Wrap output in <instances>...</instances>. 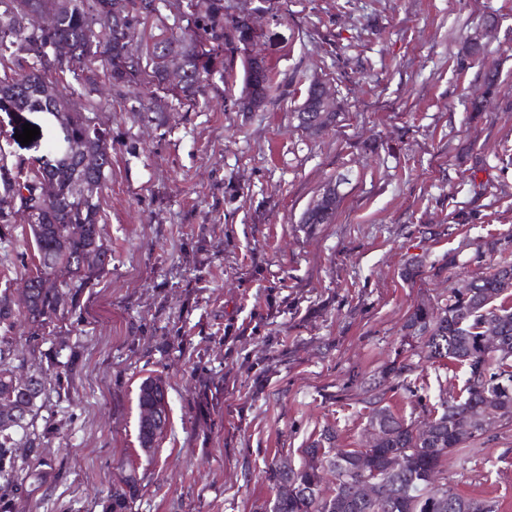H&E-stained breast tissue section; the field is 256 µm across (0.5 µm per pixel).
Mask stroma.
<instances>
[{"instance_id":"stroma-1","label":"stroma","mask_w":512,"mask_h":512,"mask_svg":"<svg viewBox=\"0 0 512 512\" xmlns=\"http://www.w3.org/2000/svg\"><path fill=\"white\" fill-rule=\"evenodd\" d=\"M224 13L253 15L279 73L259 111H239L238 81L215 82L201 109L146 113L145 89L99 80L112 261L39 343L24 320L0 325L22 371L51 364L68 382L46 387L10 512H110L131 473L132 512H263L268 468L300 462L324 426L364 446V383L408 349L409 310L512 260V0H224ZM490 25L483 54L464 57ZM315 81L337 111L317 136L295 115ZM27 123L40 133L24 145ZM50 136L43 114L0 112L8 161L38 165ZM330 186L334 221L302 224ZM28 236L22 221L0 236V291L27 277ZM415 374L434 401L466 379L425 361ZM150 376L170 422L148 454L137 395ZM447 475L512 512V419L455 449Z\"/></svg>"}]
</instances>
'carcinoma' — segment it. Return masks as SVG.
I'll return each mask as SVG.
<instances>
[{
    "label": "carcinoma",
    "mask_w": 512,
    "mask_h": 512,
    "mask_svg": "<svg viewBox=\"0 0 512 512\" xmlns=\"http://www.w3.org/2000/svg\"><path fill=\"white\" fill-rule=\"evenodd\" d=\"M47 6L52 0H0V99L7 98L18 112H43L53 117L69 114L65 127L54 125L55 161L40 172L55 186V196L37 207L27 221L34 246V277L61 282L70 301L78 304V293L106 272L112 249L102 238L103 189L112 173V130L98 123L89 125L80 112L58 92V79L68 74L78 86V95L87 99L97 92L98 68L116 87L129 83L143 86L149 95L172 93L178 106L194 110L206 105L207 88L214 79L233 77L232 55L246 50L252 31L238 16H224V0H186L185 12L177 15L179 33L136 47L124 40V30L146 27L166 0H63L54 26L33 31L16 25L15 14L34 2ZM66 43L71 56L58 63L51 46ZM178 59L184 80L178 87L167 84L166 57ZM242 80L247 96L238 106L247 111L250 94L264 101L272 98L276 86L273 68L245 60ZM299 125L312 135L325 131L336 120V110L320 118L318 112H297ZM80 142L85 154L75 158L66 153L69 141ZM36 175L18 160L0 154V229L15 223L32 192ZM338 200L319 197L305 212L302 223L328 224ZM512 295V263L499 261L467 288H454L446 303H420L407 315L405 335L421 340L420 355L426 361L448 368H462L467 379L463 395L448 401L431 402L420 388L407 383L416 370L412 356L396 357L380 371L383 380L396 381L416 399L415 408L431 421L426 434L415 432V422L386 405L384 394L369 385L371 413L387 439L370 448L363 462L355 460L357 450L343 447L340 433L325 427L302 449L303 461L286 471L275 467L268 478L276 489L283 483L294 486L286 496H275L269 512H493L485 500L467 497L448 486L444 476L449 454L482 432L464 436L458 429L468 424L482 408L494 405L512 416V306L503 300ZM502 303H496V300ZM65 305L53 288H37L24 319L30 325V340L36 342L45 330L64 315ZM15 317L8 290L0 292V324L12 325ZM493 324L502 336V348L495 353L484 344L485 326ZM14 367L10 354L0 349V398L13 399L18 412L15 425L0 429V478L15 467V436L27 434L29 418L38 409L47 375H30L34 389H18L8 376ZM162 378L148 377L138 391L139 413L151 409L167 415L164 391L154 388ZM400 456L403 465L385 473L389 457ZM379 473L374 495L365 499L353 484L365 470ZM138 481L129 475L112 488V512H130L137 497Z\"/></svg>",
    "instance_id": "carcinoma-1"
}]
</instances>
